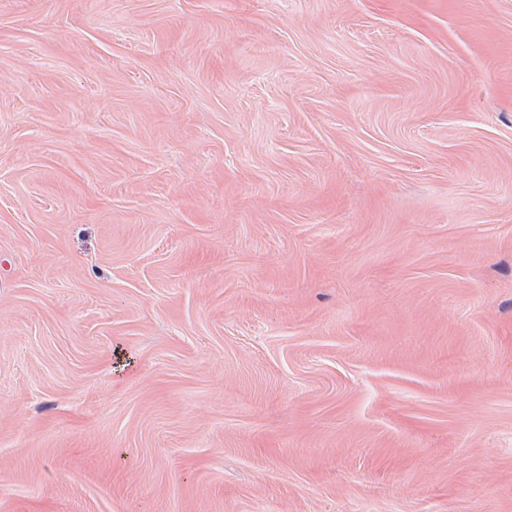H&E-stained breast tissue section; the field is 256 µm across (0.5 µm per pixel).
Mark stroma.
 Returning <instances> with one entry per match:
<instances>
[{"instance_id": "35a3bbf8", "label": "stroma", "mask_w": 512, "mask_h": 512, "mask_svg": "<svg viewBox=\"0 0 512 512\" xmlns=\"http://www.w3.org/2000/svg\"><path fill=\"white\" fill-rule=\"evenodd\" d=\"M0 512H512V0H0Z\"/></svg>"}]
</instances>
